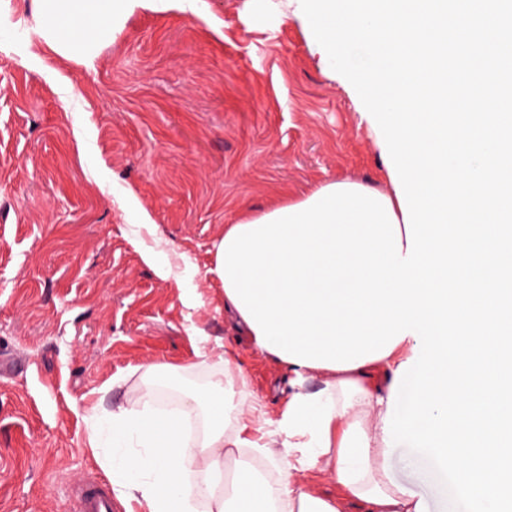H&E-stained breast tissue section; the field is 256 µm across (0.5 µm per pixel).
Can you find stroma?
Wrapping results in <instances>:
<instances>
[{
	"label": "stroma",
	"instance_id": "stroma-1",
	"mask_svg": "<svg viewBox=\"0 0 512 512\" xmlns=\"http://www.w3.org/2000/svg\"><path fill=\"white\" fill-rule=\"evenodd\" d=\"M38 26L33 0H0V512H71L108 480L85 416L131 406L147 365L200 391L232 351L277 409L287 370L224 316L225 225L337 180L389 189L359 95L286 0L139 10L89 62ZM149 247L182 265L160 277Z\"/></svg>",
	"mask_w": 512,
	"mask_h": 512
}]
</instances>
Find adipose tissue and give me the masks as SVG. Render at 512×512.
<instances>
[{
  "label": "adipose tissue",
  "instance_id": "adipose-tissue-1",
  "mask_svg": "<svg viewBox=\"0 0 512 512\" xmlns=\"http://www.w3.org/2000/svg\"><path fill=\"white\" fill-rule=\"evenodd\" d=\"M37 3L40 37L59 53L86 56L136 10L202 14L200 0ZM414 345L406 336L388 356L345 370L287 363L288 398L274 416L249 393L246 373L228 352L223 378L183 392L168 414L90 410L89 445L109 439L113 487L146 512H196L202 495L209 512H429L424 499L384 472L391 387ZM197 411L205 430L192 438L186 423ZM323 472L335 492L321 490L316 477Z\"/></svg>",
  "mask_w": 512,
  "mask_h": 512
}]
</instances>
